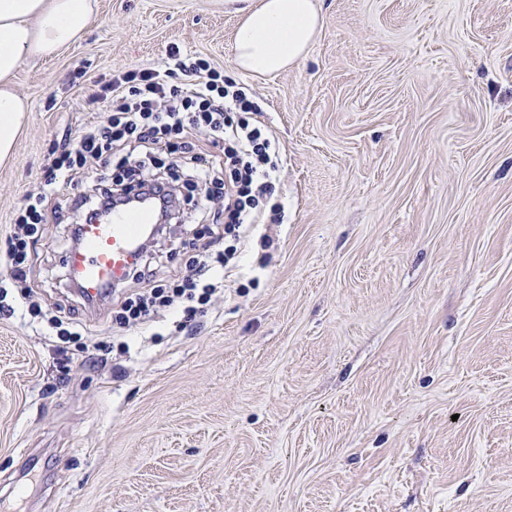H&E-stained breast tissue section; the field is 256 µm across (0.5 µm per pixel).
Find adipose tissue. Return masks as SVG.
<instances>
[{"label":"adipose tissue","instance_id":"1","mask_svg":"<svg viewBox=\"0 0 512 512\" xmlns=\"http://www.w3.org/2000/svg\"><path fill=\"white\" fill-rule=\"evenodd\" d=\"M94 0H0V165L14 152L30 110L14 87L20 66L58 55L88 27ZM235 30L239 71L272 74L306 55L321 25L315 0H259Z\"/></svg>","mask_w":512,"mask_h":512}]
</instances>
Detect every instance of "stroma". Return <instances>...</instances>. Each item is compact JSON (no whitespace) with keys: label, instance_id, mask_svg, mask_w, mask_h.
I'll use <instances>...</instances> for the list:
<instances>
[{"label":"stroma","instance_id":"stroma-1","mask_svg":"<svg viewBox=\"0 0 512 512\" xmlns=\"http://www.w3.org/2000/svg\"><path fill=\"white\" fill-rule=\"evenodd\" d=\"M306 58L238 71L224 0H96L17 72L0 254L93 90L170 47L248 84L279 142L285 221L176 332L124 334L39 225L32 288L0 265V512H512V0H320ZM192 209L141 262L163 284ZM75 310L61 343L48 320Z\"/></svg>","mask_w":512,"mask_h":512}]
</instances>
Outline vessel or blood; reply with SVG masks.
Wrapping results in <instances>:
<instances>
[{
	"label": "vessel or blood",
	"instance_id": "b4317fda",
	"mask_svg": "<svg viewBox=\"0 0 512 512\" xmlns=\"http://www.w3.org/2000/svg\"><path fill=\"white\" fill-rule=\"evenodd\" d=\"M153 221L150 209L116 208L79 225V243L67 252L65 264L85 302L102 299L126 279L139 242Z\"/></svg>",
	"mask_w": 512,
	"mask_h": 512
}]
</instances>
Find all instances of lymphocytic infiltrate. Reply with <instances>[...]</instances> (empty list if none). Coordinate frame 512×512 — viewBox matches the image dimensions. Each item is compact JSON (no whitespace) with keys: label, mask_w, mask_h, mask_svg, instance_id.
Wrapping results in <instances>:
<instances>
[{"label":"lymphocytic infiltrate","mask_w":512,"mask_h":512,"mask_svg":"<svg viewBox=\"0 0 512 512\" xmlns=\"http://www.w3.org/2000/svg\"><path fill=\"white\" fill-rule=\"evenodd\" d=\"M96 118L65 137L52 153L38 187L27 192L14 219L15 232L5 263L15 280L27 276L29 239L44 215L67 223L73 213L92 219L113 201L152 189L172 213L178 195L168 180L187 169L194 212L209 217L216 197H223L225 234L241 240L259 224H280L284 208L264 211L262 199L281 174L279 146L261 121L233 120V113L257 112L251 90L229 82L223 69L200 56L170 49L162 64L128 70L88 97ZM205 144H198V137ZM221 147L214 161L205 145ZM122 171V178L89 180L88 191L70 199L59 196L61 173H86L90 162ZM239 268L236 250L198 247L185 274L164 286L141 288L127 297L117 318L122 328H139L146 318L175 309L181 301L210 302Z\"/></svg>","instance_id":"f902f5d3"}]
</instances>
